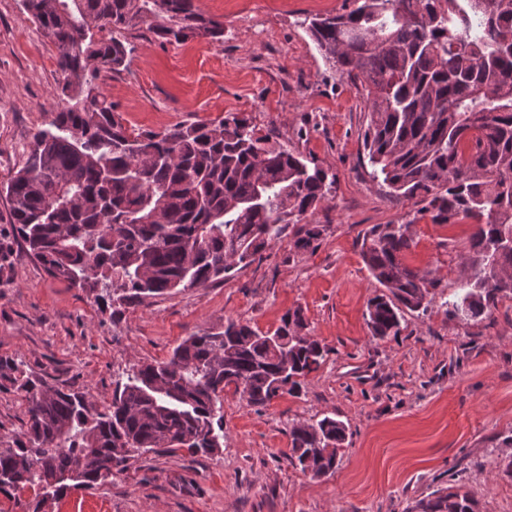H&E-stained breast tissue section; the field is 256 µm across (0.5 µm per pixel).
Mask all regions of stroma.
<instances>
[{
	"label": "stroma",
	"mask_w": 512,
	"mask_h": 512,
	"mask_svg": "<svg viewBox=\"0 0 512 512\" xmlns=\"http://www.w3.org/2000/svg\"><path fill=\"white\" fill-rule=\"evenodd\" d=\"M224 24V41L164 44L126 32L129 66L100 85L124 126L155 131L238 114L271 140L325 169L333 185L322 225L304 249L293 236L224 281L101 309L93 294L49 276L17 238L5 188L33 132L62 102L56 50L22 0H0V359H18L49 382L89 392L100 408L136 362L167 360L188 336L226 320L275 329L301 309L329 350L301 397L257 409L225 389L224 446L210 455L145 453L96 488L71 492L51 512H406L434 491H469L477 512H512V294L487 318L444 314L468 254L471 224L417 217L414 201L372 181L362 159L364 99L311 39L312 18L344 0H196ZM410 222V266L439 286L399 335L372 338L365 313L379 291L360 254L377 224ZM25 405L0 379V443L24 429ZM332 416L351 438L332 475L315 478L289 459L288 428Z\"/></svg>",
	"instance_id": "1"
}]
</instances>
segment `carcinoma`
<instances>
[{"label": "carcinoma", "mask_w": 512, "mask_h": 512, "mask_svg": "<svg viewBox=\"0 0 512 512\" xmlns=\"http://www.w3.org/2000/svg\"><path fill=\"white\" fill-rule=\"evenodd\" d=\"M309 27L326 62L368 101L363 133L373 179L421 204L434 224L473 221L465 273L445 315L489 316L512 293V0H350ZM57 50L62 108L32 135L6 188L27 255L51 276L110 305L141 304L214 283L246 267L327 199V175L271 145L247 118L180 123L161 133L124 127L99 80L127 67L124 33L145 25L161 43L224 42V23L195 0H24ZM410 223L377 224L361 256L381 293L367 305L374 339L397 336L427 311L437 280L405 263ZM301 311L261 332L229 319L194 334L169 359L132 365L112 403L52 386L0 360L26 405L22 435L0 446V494L34 492L24 512H47L71 490H91L133 453L208 454L224 447L221 393L242 390L265 408L300 396L329 350L303 333ZM348 426L331 416L289 427L291 463L334 473ZM459 487L407 512H475Z\"/></svg>", "instance_id": "carcinoma-1"}]
</instances>
